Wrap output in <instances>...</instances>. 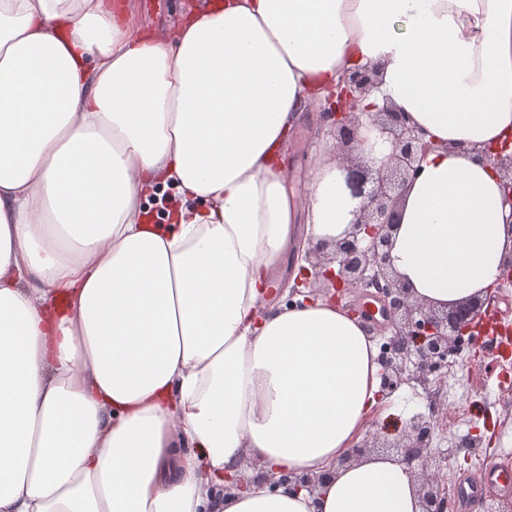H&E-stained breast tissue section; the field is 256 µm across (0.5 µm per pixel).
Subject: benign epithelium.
<instances>
[{"instance_id": "7a95c632", "label": "benign epithelium", "mask_w": 512, "mask_h": 512, "mask_svg": "<svg viewBox=\"0 0 512 512\" xmlns=\"http://www.w3.org/2000/svg\"><path fill=\"white\" fill-rule=\"evenodd\" d=\"M376 84V71L367 66L348 70L327 101L319 105L320 123L330 137V147L347 170V186L361 200L353 230L328 244L318 242L306 252L314 280L332 283L346 294L363 293L380 304L381 319L361 313L370 321L368 335L381 336V392L389 394L410 381L432 384L448 364V356L464 344L474 345L484 332L487 297L475 295L455 304L438 307L414 298L411 288L391 267L393 234L401 223V203L409 182L419 171L420 161L435 148L423 131L411 125L403 112L388 107L362 111L359 104ZM372 126L386 136L390 152L378 160L360 129ZM491 161L512 203V152L481 151ZM447 403L434 393L428 412L406 422L395 445L396 456L412 473L420 475L417 486L422 512H454L448 487L442 479L448 456L433 448L440 416ZM327 475H302L284 482L319 488Z\"/></svg>"}]
</instances>
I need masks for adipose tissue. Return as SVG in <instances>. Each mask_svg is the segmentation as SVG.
<instances>
[{
  "label": "adipose tissue",
  "mask_w": 512,
  "mask_h": 512,
  "mask_svg": "<svg viewBox=\"0 0 512 512\" xmlns=\"http://www.w3.org/2000/svg\"><path fill=\"white\" fill-rule=\"evenodd\" d=\"M359 66L363 108L436 144L392 265L428 304L484 291L512 256L479 154L512 147V0H208L168 35L0 0V512H421L406 464L343 461L383 402L362 323L268 301L359 209L326 148L307 200L285 178L297 110Z\"/></svg>",
  "instance_id": "adipose-tissue-1"
}]
</instances>
